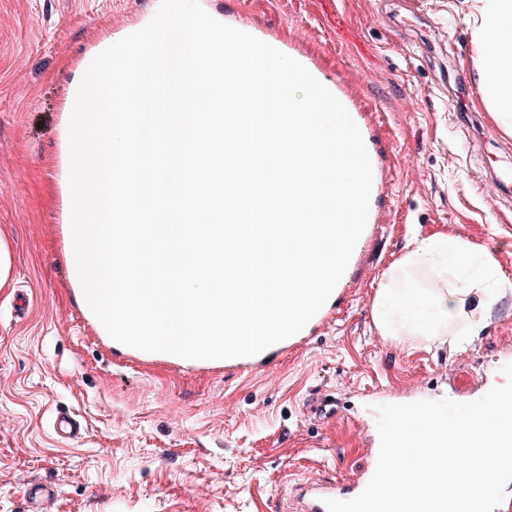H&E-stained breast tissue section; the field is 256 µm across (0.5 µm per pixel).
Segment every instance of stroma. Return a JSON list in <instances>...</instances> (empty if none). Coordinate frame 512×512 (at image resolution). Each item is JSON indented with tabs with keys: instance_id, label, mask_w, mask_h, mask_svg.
<instances>
[{
	"instance_id": "1",
	"label": "stroma",
	"mask_w": 512,
	"mask_h": 512,
	"mask_svg": "<svg viewBox=\"0 0 512 512\" xmlns=\"http://www.w3.org/2000/svg\"><path fill=\"white\" fill-rule=\"evenodd\" d=\"M346 96L374 167L366 226L310 330L264 358L121 349L71 279L54 160L74 67L157 0H0V512H296L379 445V404L470 402L512 363V295L463 350L381 336L373 303L413 237L459 238L512 280V135L479 104L466 0H200ZM81 421L66 440L57 414Z\"/></svg>"
}]
</instances>
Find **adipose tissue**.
Listing matches in <instances>:
<instances>
[{
  "mask_svg": "<svg viewBox=\"0 0 512 512\" xmlns=\"http://www.w3.org/2000/svg\"><path fill=\"white\" fill-rule=\"evenodd\" d=\"M472 58L481 101L501 128L512 130V0H468ZM439 269L444 282L417 287L415 268ZM512 293V281L496 259L455 238H414L412 249L385 274V286L373 304L382 335L415 348L450 344L462 348L484 330L486 316Z\"/></svg>",
  "mask_w": 512,
  "mask_h": 512,
  "instance_id": "adipose-tissue-1",
  "label": "adipose tissue"
}]
</instances>
